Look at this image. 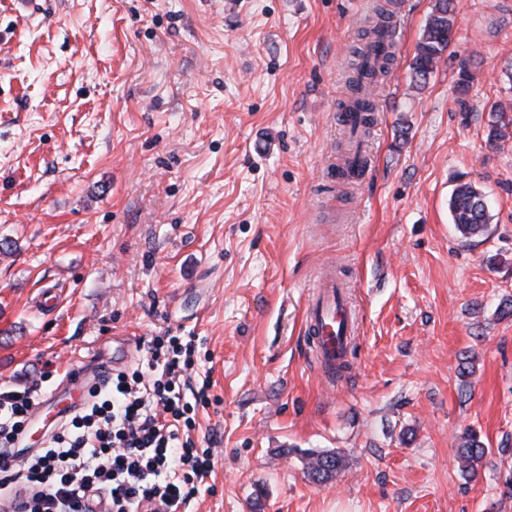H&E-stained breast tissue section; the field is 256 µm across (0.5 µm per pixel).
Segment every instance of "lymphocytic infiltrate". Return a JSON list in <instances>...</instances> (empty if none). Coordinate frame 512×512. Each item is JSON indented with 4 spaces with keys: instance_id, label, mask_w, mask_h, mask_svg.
<instances>
[{
    "instance_id": "f902f5d3",
    "label": "lymphocytic infiltrate",
    "mask_w": 512,
    "mask_h": 512,
    "mask_svg": "<svg viewBox=\"0 0 512 512\" xmlns=\"http://www.w3.org/2000/svg\"><path fill=\"white\" fill-rule=\"evenodd\" d=\"M146 365L89 386L82 407L21 458L41 384L0 387V506L6 512H179L210 477L213 452L190 432L205 390L188 391L193 337L155 336Z\"/></svg>"
}]
</instances>
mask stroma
I'll use <instances>...</instances> for the list:
<instances>
[{
    "label": "stroma",
    "instance_id": "1",
    "mask_svg": "<svg viewBox=\"0 0 512 512\" xmlns=\"http://www.w3.org/2000/svg\"><path fill=\"white\" fill-rule=\"evenodd\" d=\"M32 2L0 0V384L45 390L20 454L78 412L68 372L96 382L171 332L211 380L191 435L214 469L186 512H512V135L487 143L491 105L512 112V0H460L424 83L434 0H390L356 186L333 169L370 0ZM462 181L483 235L451 222ZM327 263L358 324L332 388L304 317ZM304 449L348 466L317 483ZM455 0H435L411 64L417 82H425L448 49L455 22ZM449 210L452 223L464 235L476 234L485 230L487 224V204L484 194L471 183H461L454 190ZM460 440L458 453L464 464L462 471L473 478L477 475V467L482 463L488 450L476 431L465 432Z\"/></svg>",
    "mask_w": 512,
    "mask_h": 512
}]
</instances>
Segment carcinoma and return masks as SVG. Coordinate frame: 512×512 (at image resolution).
I'll list each match as a JSON object with an SVG mask.
<instances>
[{
	"label": "carcinoma",
	"mask_w": 512,
	"mask_h": 512,
	"mask_svg": "<svg viewBox=\"0 0 512 512\" xmlns=\"http://www.w3.org/2000/svg\"><path fill=\"white\" fill-rule=\"evenodd\" d=\"M455 9V0H435L412 62L415 79L420 83L426 81L434 72L443 53L448 49L455 22ZM374 14L377 21L365 34L366 41L363 46L353 54L348 77L353 99L346 105V110L351 112L353 129L361 131L371 128L374 112L377 111L375 102L362 95L365 83L379 73H387L388 65L393 59V54L383 43V29L385 23L390 21V13L384 6L377 4L374 6ZM471 78L470 61L465 59L460 62L456 80L458 97L467 94ZM491 111L493 121L489 124L487 141L494 145L506 136V131L512 127V118L506 117V111L499 103L493 104ZM449 210L452 223L462 234L473 235L485 230L487 204L484 194L474 185L459 184L450 198ZM487 452L488 449L477 432H465L460 437L458 448L459 458L464 464L463 472L471 478L475 477L477 467ZM305 459L308 475L319 483L332 480L346 466L344 456L337 451H311L305 454Z\"/></svg>",
	"instance_id": "carcinoma-1"
}]
</instances>
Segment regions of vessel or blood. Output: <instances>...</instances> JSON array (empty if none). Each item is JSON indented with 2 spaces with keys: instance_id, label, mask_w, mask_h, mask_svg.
Masks as SVG:
<instances>
[{
  "instance_id": "obj_1",
  "label": "vessel or blood",
  "mask_w": 512,
  "mask_h": 512,
  "mask_svg": "<svg viewBox=\"0 0 512 512\" xmlns=\"http://www.w3.org/2000/svg\"><path fill=\"white\" fill-rule=\"evenodd\" d=\"M306 333L317 337V355L321 363L335 364L345 347L347 336L355 328V315L347 292L337 283L333 272L319 276L305 308Z\"/></svg>"
}]
</instances>
